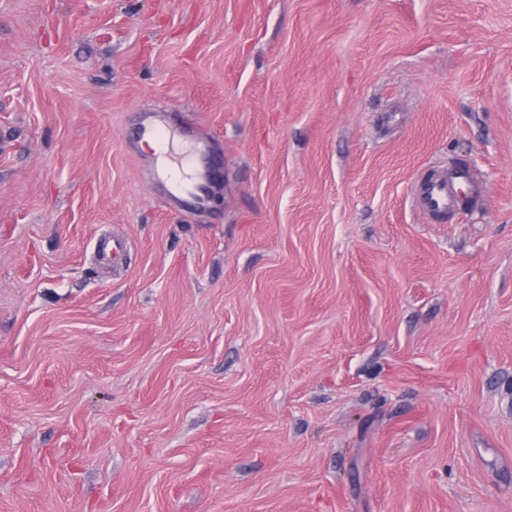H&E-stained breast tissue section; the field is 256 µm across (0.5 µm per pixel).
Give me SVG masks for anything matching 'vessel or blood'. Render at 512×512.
<instances>
[{"label": "vessel or blood", "instance_id": "obj_1", "mask_svg": "<svg viewBox=\"0 0 512 512\" xmlns=\"http://www.w3.org/2000/svg\"><path fill=\"white\" fill-rule=\"evenodd\" d=\"M138 137L154 143L157 175L169 184L173 198L191 209L204 207L214 179L212 168L206 163L209 150L205 141L186 138L154 115L146 116L139 124ZM482 191L483 186L472 171L454 165L422 175L412 201L428 220L443 222L462 209L466 195L476 196Z\"/></svg>", "mask_w": 512, "mask_h": 512}]
</instances>
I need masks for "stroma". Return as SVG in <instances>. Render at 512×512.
Segmentation results:
<instances>
[{"mask_svg":"<svg viewBox=\"0 0 512 512\" xmlns=\"http://www.w3.org/2000/svg\"><path fill=\"white\" fill-rule=\"evenodd\" d=\"M2 137L0 512H512V0H0ZM138 137L154 143L157 175L169 184L173 190L171 196L190 209L204 207L215 179L211 166L206 163L209 156L206 142L188 139L178 129L166 126L156 115L150 114L139 124ZM175 141L181 145L179 152L174 149ZM174 165L182 171L184 167L190 169L191 174L178 176L173 170ZM478 196L483 186L475 174L461 165L435 169L422 175L412 193L415 208L431 222H444L463 208L464 188Z\"/></svg>","mask_w":512,"mask_h":512,"instance_id":"obj_1","label":"stroma"}]
</instances>
